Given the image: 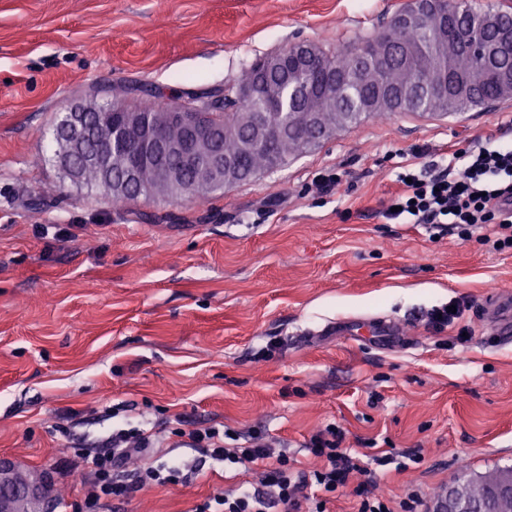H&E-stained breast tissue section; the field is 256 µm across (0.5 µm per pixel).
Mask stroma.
Masks as SVG:
<instances>
[{"instance_id":"obj_1","label":"stroma","mask_w":512,"mask_h":512,"mask_svg":"<svg viewBox=\"0 0 512 512\" xmlns=\"http://www.w3.org/2000/svg\"><path fill=\"white\" fill-rule=\"evenodd\" d=\"M407 2L0 0V458L45 473L130 419L155 446L127 470L191 461L175 434L184 414L265 431L309 468L302 444L330 423L370 457L418 452L404 472L376 469L394 510L512 467V343L482 315L490 290L512 293V250L379 215L415 152L512 143V97L368 116L204 201L116 204L74 185L55 157L53 129L90 86L222 87L296 42L346 46ZM328 169L343 172L340 186L317 183ZM456 300L462 318L435 328L432 311ZM378 317L408 344L324 332ZM274 338L282 348L262 355ZM257 479L209 459L190 483L147 486L108 510L194 512Z\"/></svg>"}]
</instances>
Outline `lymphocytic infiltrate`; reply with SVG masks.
Wrapping results in <instances>:
<instances>
[{"mask_svg":"<svg viewBox=\"0 0 512 512\" xmlns=\"http://www.w3.org/2000/svg\"><path fill=\"white\" fill-rule=\"evenodd\" d=\"M401 190L381 215L385 220H410L441 233L452 232L468 241L492 227L493 250L512 249V144L475 141L467 147L426 162L403 164L396 175ZM188 447L204 449L210 459L236 469L247 465L263 468L261 485L213 496L195 512H326L327 494L355 484V512H391L386 500L370 486L374 473L361 465L346 434L330 424L304 443L316 466L301 468L286 453H274L261 432L248 437L215 425L185 431ZM152 444L149 430L133 423L112 430L108 449L62 458L54 473L75 476L86 486V496L76 512H99L103 501L130 499L147 485H178L190 480L196 465L175 460L140 468L127 475L124 466L133 453Z\"/></svg>","mask_w":512,"mask_h":512,"instance_id":"lymphocytic-infiltrate-1","label":"lymphocytic infiltrate"}]
</instances>
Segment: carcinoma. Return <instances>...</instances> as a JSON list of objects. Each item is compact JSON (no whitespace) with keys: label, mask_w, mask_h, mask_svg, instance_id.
<instances>
[{"label":"carcinoma","mask_w":512,"mask_h":512,"mask_svg":"<svg viewBox=\"0 0 512 512\" xmlns=\"http://www.w3.org/2000/svg\"><path fill=\"white\" fill-rule=\"evenodd\" d=\"M491 18L501 26L512 30V13L506 10L474 9L467 3L460 4L459 13L453 12L450 0H439V8L431 14L427 28L418 29L400 26L390 20L388 27L353 44L342 52L326 45H314L320 60L317 68L301 77L288 75V64L284 59L286 50L255 59L249 66L242 81L224 90H214L188 96L186 93L159 86L141 84L136 88H119L112 93V111L95 113L97 124L104 122L120 123L129 110L140 112L153 122L155 128L169 135L172 130L163 124V108L181 107L185 103L209 104L207 112L200 113L206 125H221L224 135L210 141L206 149L214 154L233 157L237 169L229 179L204 178L193 169L180 167L179 161L173 165L179 168V175L167 196L202 197L210 192L230 188L247 182L264 171L278 169L288 160L302 155L317 145L304 136L300 119L304 113L315 110L321 113L326 133L351 128L358 125L368 115H386L392 112H431L448 114L465 112L474 107L512 95L500 89V74L512 73V54L503 58L495 69L476 78L462 88L451 87L441 97L420 95L403 86L411 85L426 78L430 68L438 67L455 77H469L479 71L480 65L474 57L458 51L432 53L425 57L422 49L433 43L440 44L453 37L458 29L478 24L482 19ZM399 43L408 49V55L398 61L379 62L374 58L376 48L382 42ZM336 85L345 97L335 105L324 100V90ZM283 97V118L293 121L286 134L272 133L264 144L250 149L244 148L249 134L250 115L260 108V99ZM124 176V166L118 157L112 156V173L105 177L99 170H88L79 184L101 189L119 202L135 201L141 197L156 195L151 184L155 178L154 169L147 161L139 167L136 182L120 192L111 191L108 181H119ZM474 501L487 512H497L494 498L488 488L475 478L465 484Z\"/></svg>","instance_id":"cac0c4a2"}]
</instances>
